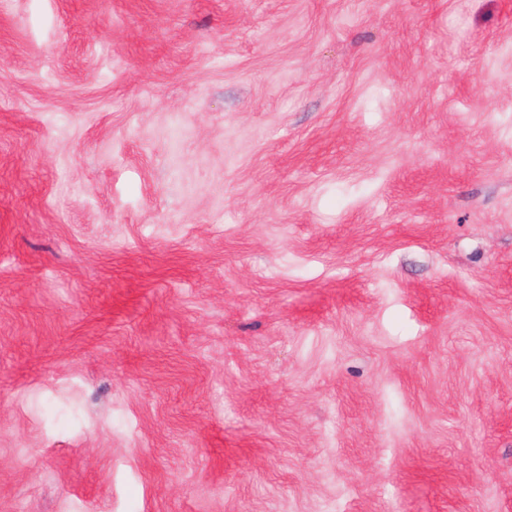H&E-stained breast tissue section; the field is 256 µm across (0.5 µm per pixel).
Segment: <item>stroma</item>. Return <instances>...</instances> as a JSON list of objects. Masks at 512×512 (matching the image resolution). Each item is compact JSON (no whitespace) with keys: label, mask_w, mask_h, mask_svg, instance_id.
I'll return each instance as SVG.
<instances>
[{"label":"stroma","mask_w":512,"mask_h":512,"mask_svg":"<svg viewBox=\"0 0 512 512\" xmlns=\"http://www.w3.org/2000/svg\"><path fill=\"white\" fill-rule=\"evenodd\" d=\"M0 512H512V0H0Z\"/></svg>","instance_id":"obj_1"}]
</instances>
